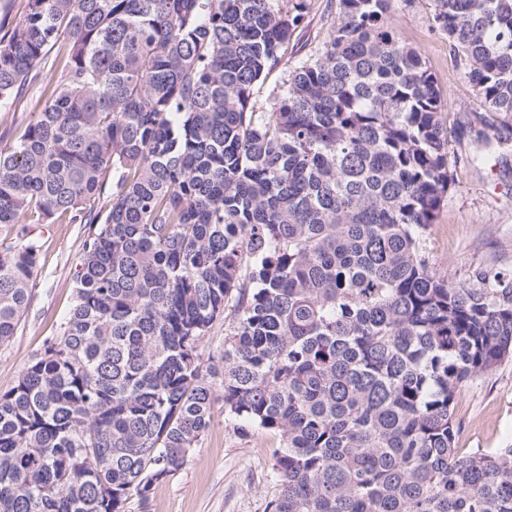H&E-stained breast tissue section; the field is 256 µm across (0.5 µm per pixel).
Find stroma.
Instances as JSON below:
<instances>
[{
	"label": "stroma",
	"instance_id": "35a3bbf8",
	"mask_svg": "<svg viewBox=\"0 0 512 512\" xmlns=\"http://www.w3.org/2000/svg\"><path fill=\"white\" fill-rule=\"evenodd\" d=\"M433 14L432 0H393L389 17L426 61L446 103L442 124L454 182L426 231L430 267L445 281L472 286L478 271L512 269V124L501 125L483 106ZM336 16L329 0H310L288 44L289 63L329 40ZM37 72L20 111L0 112V149L13 144L21 125L35 119L49 98L57 79L52 58L38 64ZM27 233L40 247L39 263L17 333L0 345V392L13 387L58 336L73 305L72 277L87 227L40 223L28 225ZM453 420L461 452L512 444V359L462 387ZM279 447L272 432L243 431L225 421L223 403H215L211 426L186 465L156 486L152 512H264L280 491L272 472Z\"/></svg>",
	"mask_w": 512,
	"mask_h": 512
}]
</instances>
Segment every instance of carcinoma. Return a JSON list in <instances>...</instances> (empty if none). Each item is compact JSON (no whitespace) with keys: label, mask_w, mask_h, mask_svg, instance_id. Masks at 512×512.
<instances>
[{"label":"carcinoma","mask_w":512,"mask_h":512,"mask_svg":"<svg viewBox=\"0 0 512 512\" xmlns=\"http://www.w3.org/2000/svg\"><path fill=\"white\" fill-rule=\"evenodd\" d=\"M20 2L0 20V111L67 43L0 151V226L34 211L88 232L59 339L0 392V512L133 495L149 512L219 400L280 437L266 512H512V445L461 456L453 421L463 384L512 358V274L469 288L430 268L445 103L392 0H338L332 38L291 67L307 0ZM433 2L460 71L512 121V0ZM39 251H0V344ZM57 52L58 47L38 64V80L24 90L21 110L18 113L0 112V149L10 147L19 135L21 124L32 121L37 112L42 111L58 76L55 66H52ZM224 350V318L221 317L213 325L210 334L205 336L199 344L198 352L202 360L206 361L213 354Z\"/></svg>","instance_id":"cac0c4a2"}]
</instances>
